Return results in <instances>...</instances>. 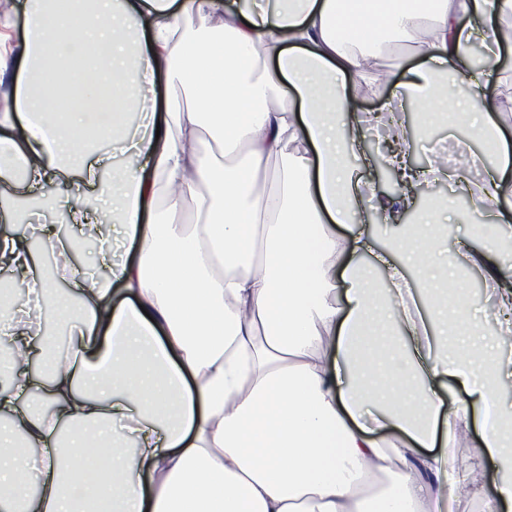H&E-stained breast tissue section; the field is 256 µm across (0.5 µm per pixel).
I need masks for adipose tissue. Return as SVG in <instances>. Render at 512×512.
<instances>
[{
    "label": "adipose tissue",
    "mask_w": 512,
    "mask_h": 512,
    "mask_svg": "<svg viewBox=\"0 0 512 512\" xmlns=\"http://www.w3.org/2000/svg\"><path fill=\"white\" fill-rule=\"evenodd\" d=\"M58 3L26 0L22 41L0 36V75H26L0 113V183L72 184L109 164L92 144H111L128 161L101 188L108 210L51 203L86 238L113 230L137 256L101 246L102 274L89 277L72 240L40 224L47 279L30 236L0 227V512H437L451 490L512 512V404L500 390L512 358L482 340L440 352L431 324L447 318L457 274L436 246L439 216L412 225L401 263L374 254L355 175L381 113L348 94L374 83L370 51L414 42L422 63L382 113L407 96L429 111L448 95L439 76H455L484 144L468 162L491 167L477 194L512 192L495 98L505 75L471 59L477 40L491 64L512 51V0ZM159 71L182 88L162 116ZM59 98L66 111L49 110ZM203 129L218 154L199 149ZM509 222L512 201L499 202L477 230L494 239ZM461 257L483 267L511 333L512 265ZM411 267L432 275L427 304L403 298ZM46 303L67 330L65 355L36 329ZM449 376L469 404L446 408ZM473 402L493 482L448 466Z\"/></svg>",
    "instance_id": "1"
}]
</instances>
